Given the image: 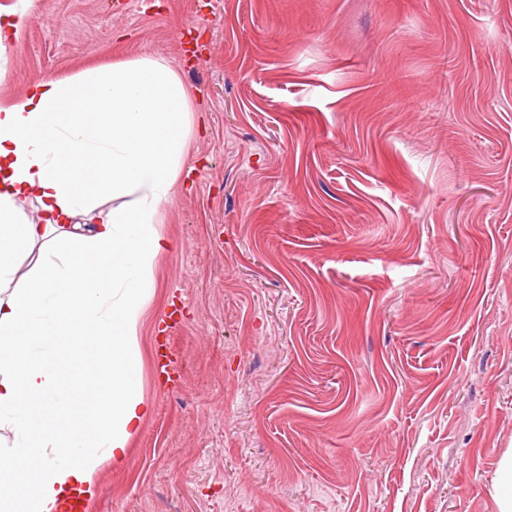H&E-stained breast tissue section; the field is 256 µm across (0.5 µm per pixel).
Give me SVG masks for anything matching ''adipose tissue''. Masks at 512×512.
Here are the masks:
<instances>
[{"label":"adipose tissue","mask_w":512,"mask_h":512,"mask_svg":"<svg viewBox=\"0 0 512 512\" xmlns=\"http://www.w3.org/2000/svg\"><path fill=\"white\" fill-rule=\"evenodd\" d=\"M192 132L189 92L157 57L0 97V512H61L127 458L150 412L139 330ZM80 355L87 427L55 403Z\"/></svg>","instance_id":"1"}]
</instances>
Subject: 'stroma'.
I'll return each instance as SVG.
<instances>
[{
	"mask_svg": "<svg viewBox=\"0 0 512 512\" xmlns=\"http://www.w3.org/2000/svg\"><path fill=\"white\" fill-rule=\"evenodd\" d=\"M143 56L194 128L91 512H498L512 0H39L0 93Z\"/></svg>",
	"mask_w": 512,
	"mask_h": 512,
	"instance_id": "stroma-1",
	"label": "stroma"
}]
</instances>
